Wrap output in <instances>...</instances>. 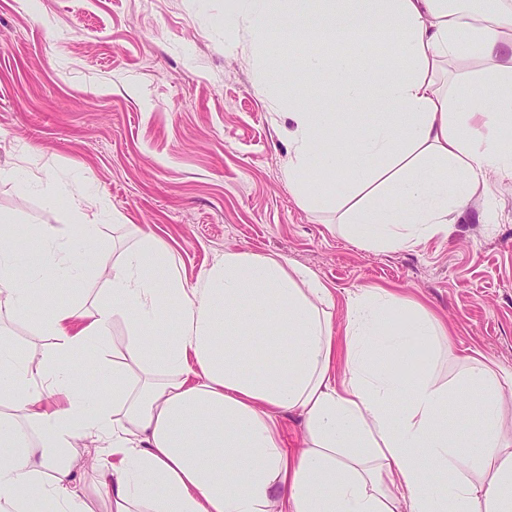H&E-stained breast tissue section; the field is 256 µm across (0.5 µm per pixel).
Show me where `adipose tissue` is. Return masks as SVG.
Here are the masks:
<instances>
[{
	"mask_svg": "<svg viewBox=\"0 0 512 512\" xmlns=\"http://www.w3.org/2000/svg\"><path fill=\"white\" fill-rule=\"evenodd\" d=\"M239 5L260 49L284 35L306 44L300 68L324 74L347 112L353 149L320 155L336 114L289 91L284 175L317 208L343 172L344 224L366 248L413 246L480 186L512 181V0ZM328 42L342 47L330 59ZM485 83L495 99L464 96ZM31 235L23 253L0 242V308L17 316L34 289L86 264L69 237ZM111 294L90 314L51 302L41 362L0 339V512H94L72 478L89 442L108 512H512V369L452 353L448 380L431 363L412 373L416 350L434 354L444 334L422 309L361 289L339 341L332 293L311 271L228 251L190 283L150 236L113 265ZM117 316L129 336L111 364L100 351ZM464 395L473 415L448 419ZM280 411L303 419L299 452Z\"/></svg>",
	"mask_w": 512,
	"mask_h": 512,
	"instance_id": "ef3b65f1",
	"label": "adipose tissue"
}]
</instances>
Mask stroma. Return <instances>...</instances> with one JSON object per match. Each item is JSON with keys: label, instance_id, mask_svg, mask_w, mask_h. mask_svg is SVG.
Returning <instances> with one entry per match:
<instances>
[{"label": "stroma", "instance_id": "1", "mask_svg": "<svg viewBox=\"0 0 512 512\" xmlns=\"http://www.w3.org/2000/svg\"><path fill=\"white\" fill-rule=\"evenodd\" d=\"M237 0H0V225L79 237L69 205L95 203L93 257L52 287L91 311L109 300L112 266L143 235L161 240L195 282L225 250L306 267L332 292L343 334L349 296L383 288L420 304L455 353L512 368V185L479 188L447 230L373 251L350 240L341 209L302 205L282 175L297 87L327 106L323 79L279 46L258 52L224 22ZM291 74L292 85L275 75ZM36 315L0 317V335L33 357L51 349Z\"/></svg>", "mask_w": 512, "mask_h": 512}]
</instances>
